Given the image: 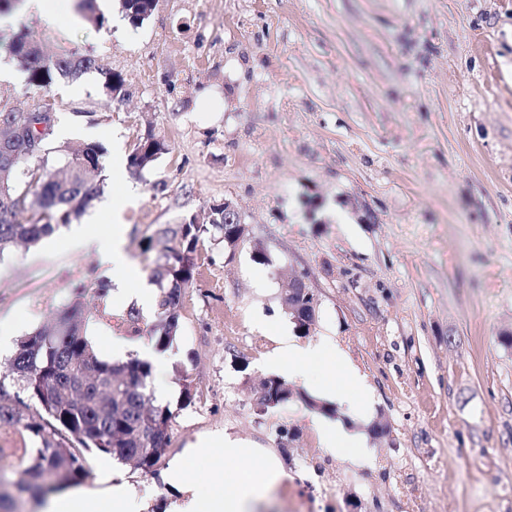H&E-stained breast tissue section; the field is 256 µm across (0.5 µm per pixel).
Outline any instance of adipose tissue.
Masks as SVG:
<instances>
[{
  "mask_svg": "<svg viewBox=\"0 0 512 512\" xmlns=\"http://www.w3.org/2000/svg\"><path fill=\"white\" fill-rule=\"evenodd\" d=\"M121 206H113L111 225L107 232H92L88 225L73 227L72 242L80 248H92L112 268V297L116 301H136L151 308L154 296L149 286L129 265L125 251V224ZM264 368L275 375L303 385H315L317 393L346 406L351 415L369 416L371 392L360 368L348 357L334 337L324 336L312 345H302L291 338L288 327H280L277 345L263 357ZM323 449L330 454L352 449V464L365 461L362 439L348 433L339 423L325 417L314 420ZM224 473L209 492H200L194 484L191 461L209 454L207 445L187 449L183 458L175 460L166 479L178 487L182 495L170 505L169 512H254L266 501L285 478L277 457L253 448L240 439L224 437ZM135 497L133 486L119 483L112 488V508L103 510L99 500L80 493L52 502L50 512H132Z\"/></svg>",
  "mask_w": 512,
  "mask_h": 512,
  "instance_id": "obj_1",
  "label": "adipose tissue"
}]
</instances>
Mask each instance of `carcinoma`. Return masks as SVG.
Here are the masks:
<instances>
[{
    "label": "carcinoma",
    "mask_w": 512,
    "mask_h": 512,
    "mask_svg": "<svg viewBox=\"0 0 512 512\" xmlns=\"http://www.w3.org/2000/svg\"><path fill=\"white\" fill-rule=\"evenodd\" d=\"M120 9L139 25L156 7L155 0H122ZM10 53L28 75V82L48 89L54 76H66L95 65V60L61 58L48 63L30 41L17 34ZM169 151L166 140L151 133L138 140L128 156V169L140 175ZM53 147L42 141L41 153L0 157V190L14 195L0 205V256L19 243L34 245L60 226L79 219L103 193L102 147L88 143L68 158V176L59 179L48 165ZM35 198L31 219L19 221L28 196ZM224 234V215L213 212L211 224H179L164 230L177 239L162 249L152 269L158 288L157 343L173 342L179 327L184 288L193 283L199 245L207 235ZM11 381L0 379V429L13 430L23 448L15 463L27 482L19 486L35 500L77 486L88 475L89 460L105 455L119 463L134 461L147 473L165 456L173 412L156 401L150 386L151 365L140 359L110 362L99 357L73 315L54 330H37L18 343L9 360Z\"/></svg>",
    "instance_id": "1"
}]
</instances>
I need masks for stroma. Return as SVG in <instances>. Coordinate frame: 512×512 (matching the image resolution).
<instances>
[{"label": "stroma", "instance_id": "obj_1", "mask_svg": "<svg viewBox=\"0 0 512 512\" xmlns=\"http://www.w3.org/2000/svg\"><path fill=\"white\" fill-rule=\"evenodd\" d=\"M60 0L53 20L0 16V57L27 33L47 61L97 69L50 90L14 68L0 110L55 103L69 135L130 153L140 137L170 144L142 176L105 168L92 212L126 202L125 250L143 276L164 228L230 201L248 227L238 247L205 241L167 350L174 417L155 473L103 472L93 458L79 489L108 497L125 482L137 512H167L179 491L171 460L226 433L273 451L288 474L270 504L299 497L319 512H503L512 498V0H158L132 25L118 0ZM102 24H95V17ZM121 74L124 99L100 68ZM69 227L0 256V332L23 339L51 326L83 287V333L104 360L112 339H150L156 310L129 327L110 272ZM268 261L258 263L255 248ZM264 273L266 287L255 284ZM316 299L301 342L336 337L373 396L364 420L289 383L287 402L257 413L256 387L291 277ZM190 405H182L183 393ZM325 411L360 434L364 465L325 452ZM391 432L374 435V421Z\"/></svg>", "mask_w": 512, "mask_h": 512}]
</instances>
